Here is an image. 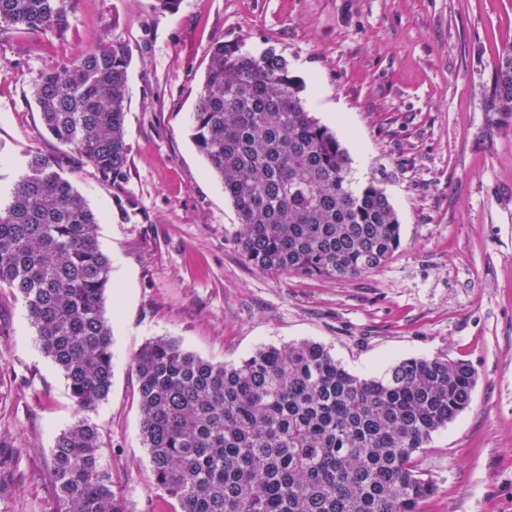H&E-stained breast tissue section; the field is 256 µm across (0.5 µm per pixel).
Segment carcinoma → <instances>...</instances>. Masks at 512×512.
<instances>
[{
    "label": "carcinoma",
    "mask_w": 512,
    "mask_h": 512,
    "mask_svg": "<svg viewBox=\"0 0 512 512\" xmlns=\"http://www.w3.org/2000/svg\"><path fill=\"white\" fill-rule=\"evenodd\" d=\"M66 14L67 0H0L1 26L60 32ZM208 57L191 137L237 212L245 262L338 280L377 271L401 246L398 217L380 183L353 186L346 149L305 108L288 61L222 41ZM129 64L127 46L104 38L32 90L47 132L114 186L129 173ZM493 97L512 115V43L498 54ZM99 221L39 152L0 201V286L25 302L82 411L112 387ZM131 365L153 483L173 512H421L435 486L417 458L468 409L476 384L470 364L442 357L361 377L314 341L224 364L160 337ZM103 451L85 417L57 436L55 512H126Z\"/></svg>",
    "instance_id": "cac0c4a2"
}]
</instances>
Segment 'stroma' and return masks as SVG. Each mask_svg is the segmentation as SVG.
Here are the masks:
<instances>
[{"instance_id": "35a3bbf8", "label": "stroma", "mask_w": 512, "mask_h": 512, "mask_svg": "<svg viewBox=\"0 0 512 512\" xmlns=\"http://www.w3.org/2000/svg\"><path fill=\"white\" fill-rule=\"evenodd\" d=\"M68 4L64 32L0 27V193L38 151L102 216L113 376L87 417L126 512L163 496L131 369L157 337L215 363L312 340L363 376L413 356L467 362L469 408L419 457L435 486L421 510L512 512V115L492 96L512 0H182L173 14L155 0ZM104 38L132 55L119 187L57 144L31 97L44 73ZM217 41L284 56L355 184L380 181L402 245L377 272L331 280L244 262L237 212L190 137ZM77 412L23 301L0 288V512H54L51 449Z\"/></svg>"}]
</instances>
